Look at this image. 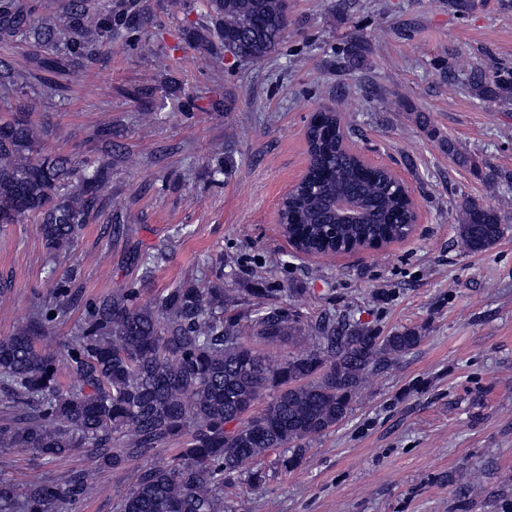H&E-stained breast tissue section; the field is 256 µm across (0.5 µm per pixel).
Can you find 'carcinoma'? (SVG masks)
<instances>
[{"mask_svg": "<svg viewBox=\"0 0 512 512\" xmlns=\"http://www.w3.org/2000/svg\"><path fill=\"white\" fill-rule=\"evenodd\" d=\"M202 2L206 25L199 39L206 49L230 45L235 56L261 61L281 45L288 0ZM120 32L112 13L91 11L86 0H68L49 20L19 0H0V39L21 38L53 51L55 68H82L89 46ZM467 86L490 99L512 93V70L475 68ZM0 87L31 93L3 60ZM40 136L27 112L0 123V224L36 217L49 253L68 259L99 210L108 167L43 155ZM307 144L304 183L279 213L286 236L308 252L335 255L410 230L403 194L387 169L354 151L340 112H316ZM335 195L355 197L363 222L333 223L325 202ZM503 221L492 206L464 202L461 246L471 253L488 249ZM139 264L141 280L87 304L69 335L54 339L47 331L78 301L76 264L52 281L48 302L0 336V448L49 460L79 450L94 469L123 471L133 459L181 445L170 461L134 471L131 490L114 512H226L224 486L238 480L264 485L261 459L272 449L280 450L282 471L298 467L307 441L348 416L369 376L421 341L411 329L380 336L330 316L305 321L276 303L257 306L245 325L231 313L236 296L211 286L168 288L144 302L141 288L156 257L143 255ZM250 333L270 342L302 335L309 346L275 363L248 344ZM63 369L73 376L69 385L60 380ZM268 391L270 400L255 411ZM89 492L87 469L22 490L0 475V512H68Z\"/></svg>", "mask_w": 512, "mask_h": 512, "instance_id": "obj_1", "label": "carcinoma"}]
</instances>
